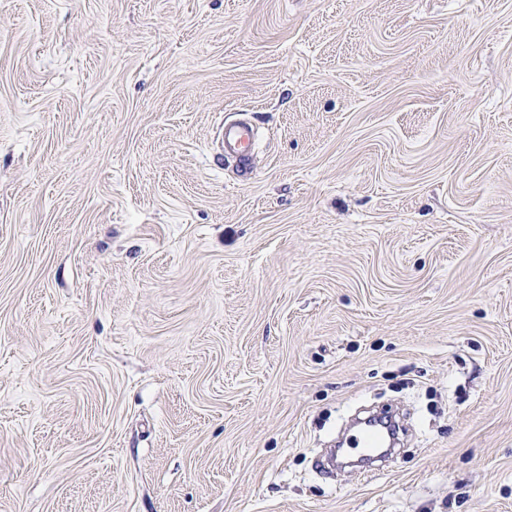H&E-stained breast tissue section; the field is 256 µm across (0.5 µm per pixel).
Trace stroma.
<instances>
[{
  "label": "stroma",
  "mask_w": 512,
  "mask_h": 512,
  "mask_svg": "<svg viewBox=\"0 0 512 512\" xmlns=\"http://www.w3.org/2000/svg\"><path fill=\"white\" fill-rule=\"evenodd\" d=\"M0 512H512V0H0ZM219 131L224 153L240 160L245 170L244 175L248 178L251 174L249 161L257 144L255 128L249 122H224ZM396 421L393 419L392 414H385L371 418L370 422L347 439L346 444L349 451L369 456L365 451L366 448H371L373 446L372 437L378 439L379 443L377 447L386 443L389 445L392 444L398 433L395 424ZM397 422L400 426L403 425L400 418Z\"/></svg>",
  "instance_id": "35a3bbf8"
}]
</instances>
